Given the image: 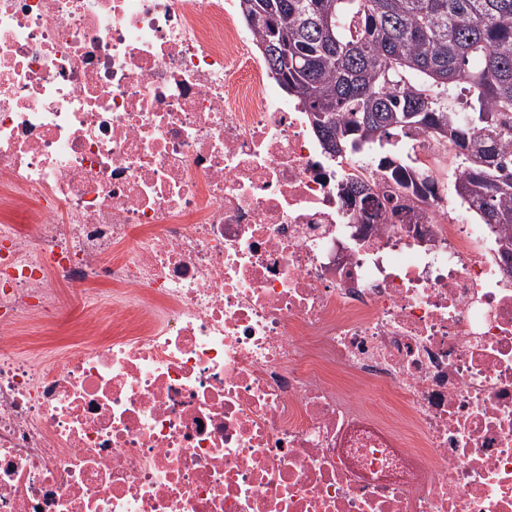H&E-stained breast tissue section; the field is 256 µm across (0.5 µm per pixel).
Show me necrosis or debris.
I'll return each instance as SVG.
<instances>
[{
    "instance_id": "1",
    "label": "necrosis or debris",
    "mask_w": 512,
    "mask_h": 512,
    "mask_svg": "<svg viewBox=\"0 0 512 512\" xmlns=\"http://www.w3.org/2000/svg\"><path fill=\"white\" fill-rule=\"evenodd\" d=\"M277 86L236 0H0V512H512L498 230ZM395 162L390 161L387 158H381L378 160V166L380 168L388 169V172H385V174L394 180L396 183L401 185L402 187L406 189H411V191H415V193H418L420 191V186L417 185L413 172L411 170V166L406 162H400L397 165H394ZM344 190L352 201L354 199V202H357V198L359 199L360 205L363 206V210H366V206L370 207L375 210V216H378L379 214L381 216L383 212H387L383 205V201L388 200L387 195L386 197L382 196V198H380L379 195L372 194L370 191L371 188L368 187L367 183L359 181L356 178H351V180L342 188V194H344ZM73 329L70 328L66 332H59L51 325H32L22 335L27 337L26 340H22V343L25 346H46L62 349L79 337Z\"/></svg>"
}]
</instances>
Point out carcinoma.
<instances>
[{"label": "carcinoma", "instance_id": "carcinoma-1", "mask_svg": "<svg viewBox=\"0 0 512 512\" xmlns=\"http://www.w3.org/2000/svg\"><path fill=\"white\" fill-rule=\"evenodd\" d=\"M276 79L332 157L424 130L455 151L454 189L512 246V0H239ZM446 120L442 131L440 120ZM420 191L411 166L378 160ZM343 190L385 212L367 183Z\"/></svg>", "mask_w": 512, "mask_h": 512}]
</instances>
